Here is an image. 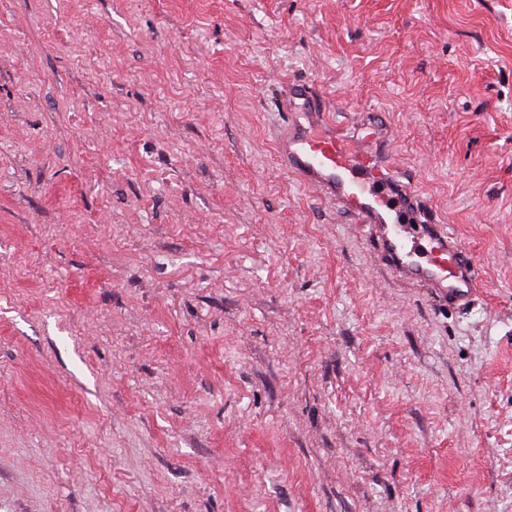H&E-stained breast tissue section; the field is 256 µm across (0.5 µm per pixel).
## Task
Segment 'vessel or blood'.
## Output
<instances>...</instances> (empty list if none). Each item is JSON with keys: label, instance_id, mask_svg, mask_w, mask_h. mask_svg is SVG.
Instances as JSON below:
<instances>
[{"label": "vessel or blood", "instance_id": "b4317fda", "mask_svg": "<svg viewBox=\"0 0 512 512\" xmlns=\"http://www.w3.org/2000/svg\"><path fill=\"white\" fill-rule=\"evenodd\" d=\"M276 109L287 117L274 135L279 164L315 197L354 216L381 270L437 304H474L477 261L401 181L389 149L394 129L380 113H359L352 136H340L331 101L305 80L288 82Z\"/></svg>", "mask_w": 512, "mask_h": 512}]
</instances>
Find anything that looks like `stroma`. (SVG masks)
Returning a JSON list of instances; mask_svg holds the SVG:
<instances>
[{"instance_id": "1", "label": "stroma", "mask_w": 512, "mask_h": 512, "mask_svg": "<svg viewBox=\"0 0 512 512\" xmlns=\"http://www.w3.org/2000/svg\"><path fill=\"white\" fill-rule=\"evenodd\" d=\"M292 79L472 309L278 166ZM0 512H512V0H0ZM276 109L287 116L274 135L279 164L315 197L355 217L381 270L439 305L474 304L477 261L400 180L389 149L394 129L379 112H358L353 136L342 137L331 101L305 80L288 82ZM365 142L380 149L368 153Z\"/></svg>"}]
</instances>
